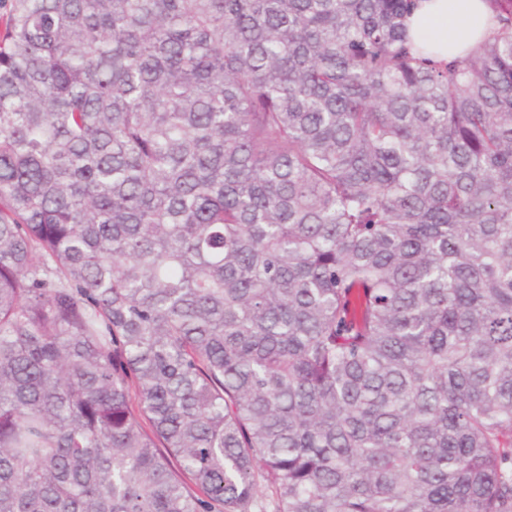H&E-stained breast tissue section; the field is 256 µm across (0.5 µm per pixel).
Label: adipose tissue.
<instances>
[{
	"label": "adipose tissue",
	"mask_w": 512,
	"mask_h": 512,
	"mask_svg": "<svg viewBox=\"0 0 512 512\" xmlns=\"http://www.w3.org/2000/svg\"><path fill=\"white\" fill-rule=\"evenodd\" d=\"M490 25L484 0H419L406 20L413 50L438 62L461 55Z\"/></svg>",
	"instance_id": "ef3b65f1"
}]
</instances>
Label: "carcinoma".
<instances>
[{
	"instance_id": "obj_1",
	"label": "carcinoma",
	"mask_w": 512,
	"mask_h": 512,
	"mask_svg": "<svg viewBox=\"0 0 512 512\" xmlns=\"http://www.w3.org/2000/svg\"><path fill=\"white\" fill-rule=\"evenodd\" d=\"M8 0L0 512H512V0ZM405 23L413 50L438 62L461 55L491 25L483 0H419Z\"/></svg>"
}]
</instances>
